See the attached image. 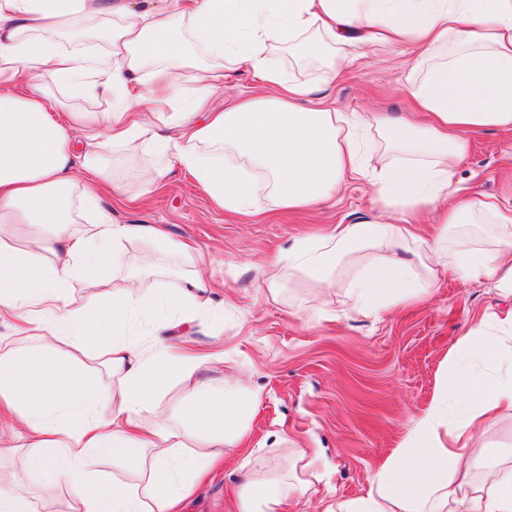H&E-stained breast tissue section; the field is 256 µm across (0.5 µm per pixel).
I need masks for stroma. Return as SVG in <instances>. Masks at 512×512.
I'll return each instance as SVG.
<instances>
[{
    "label": "stroma",
    "instance_id": "35a3bbf8",
    "mask_svg": "<svg viewBox=\"0 0 512 512\" xmlns=\"http://www.w3.org/2000/svg\"><path fill=\"white\" fill-rule=\"evenodd\" d=\"M287 77L316 83L313 105L344 113L409 112L404 88L410 60L399 51L373 46L338 83L322 82L319 64L275 53ZM148 149H117L115 176L129 190L160 165ZM454 185L476 197H495L512 205V129H493L472 137L455 167ZM367 178L352 176L328 206L274 215L242 217L215 208L200 187L172 169L148 203L112 207L120 224H161L172 238L193 241L221 287L201 299L192 320L180 325L184 349L191 354H220L223 364L207 370L212 379L242 377L260 392L246 441L224 452V465L198 486L181 512H239L240 466L259 475L288 474L308 489L295 512H321L329 502L364 494L373 471L401 445L410 416L430 405L466 332L490 322L492 314L512 310V296L493 281L461 283L444 276L425 293L412 295L383 313L347 312L344 286L349 266H341L330 284L276 268V288H258L254 266L288 249L295 239L319 235L330 225L347 224L378 213ZM122 268L100 269L104 288L75 282V303L102 298L125 274L137 275L143 288H180L190 266L176 256L155 253L150 242L122 245ZM493 440L475 438L468 456L475 479L492 461L489 444L512 448V411L492 420ZM317 451L314 465L285 454L286 446ZM22 491L35 512H69L68 487L27 474Z\"/></svg>",
    "mask_w": 512,
    "mask_h": 512
}]
</instances>
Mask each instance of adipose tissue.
<instances>
[{"label":"adipose tissue","mask_w":512,"mask_h":512,"mask_svg":"<svg viewBox=\"0 0 512 512\" xmlns=\"http://www.w3.org/2000/svg\"><path fill=\"white\" fill-rule=\"evenodd\" d=\"M103 29L96 51L60 32ZM405 47L414 63L406 90L419 114L354 117L309 106L314 87L287 78L274 56L289 49L341 79L368 44ZM246 69L257 93L224 108L216 96L225 66ZM48 73L66 88L112 98L107 112L67 106L39 82ZM165 135L153 116L174 100ZM378 135V161L367 165L363 129ZM512 129V0H165L158 10L129 0H0V325L33 327L38 346L0 345V452L27 449L26 464L70 490V512H179L180 505L238 447L257 392L231 378L201 375L211 356L180 357L174 345L150 348L128 336L133 315L183 312L217 283L197 265L180 292L140 288L125 278L105 300L74 304V282L120 266V243L149 241L191 256L153 224H118L103 195L125 185L106 151L145 143L163 163L139 186L149 196L172 168L191 175L213 203L230 212L291 210L335 199L348 175L368 172L383 209L372 219L334 225L312 241L296 240L274 261L326 281L341 265L349 311L380 316L450 271L462 281L493 280L512 292V207L470 197L449 199L454 165L477 132ZM268 180L257 198L254 172ZM88 217L72 229L71 198ZM498 224L495 250L448 228L475 210ZM435 236L416 231L420 217ZM102 358L118 380L104 388L87 370L57 358L55 342ZM184 385L173 426L145 424L172 380ZM465 410L449 417L448 402ZM512 410V312L492 329L476 326L460 341L452 367L429 407L410 418L403 444L373 473L357 498L324 512H512V466L474 482L468 449L501 409ZM193 442L206 451L190 450ZM135 474L119 483L90 469L93 457ZM303 481L248 471L239 512H288Z\"/></svg>","instance_id":"ef3b65f1"}]
</instances>
